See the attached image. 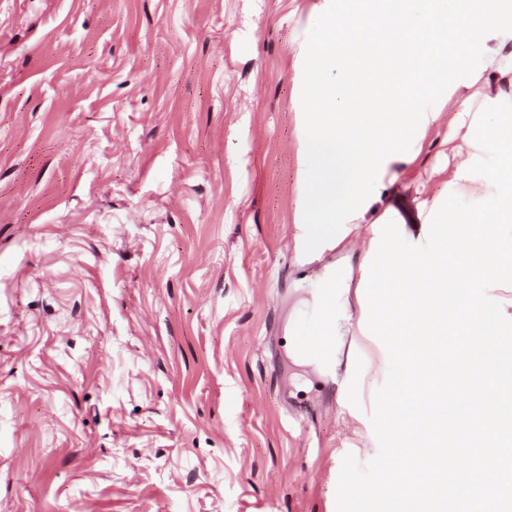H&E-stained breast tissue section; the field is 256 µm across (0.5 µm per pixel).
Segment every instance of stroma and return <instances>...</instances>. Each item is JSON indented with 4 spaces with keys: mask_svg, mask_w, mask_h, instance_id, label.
I'll use <instances>...</instances> for the list:
<instances>
[{
    "mask_svg": "<svg viewBox=\"0 0 512 512\" xmlns=\"http://www.w3.org/2000/svg\"><path fill=\"white\" fill-rule=\"evenodd\" d=\"M322 0H0V512H336L378 452L370 238L304 251L298 71ZM377 211L425 242L441 96ZM341 261L331 357L301 363Z\"/></svg>",
    "mask_w": 512,
    "mask_h": 512,
    "instance_id": "35a3bbf8",
    "label": "stroma"
}]
</instances>
